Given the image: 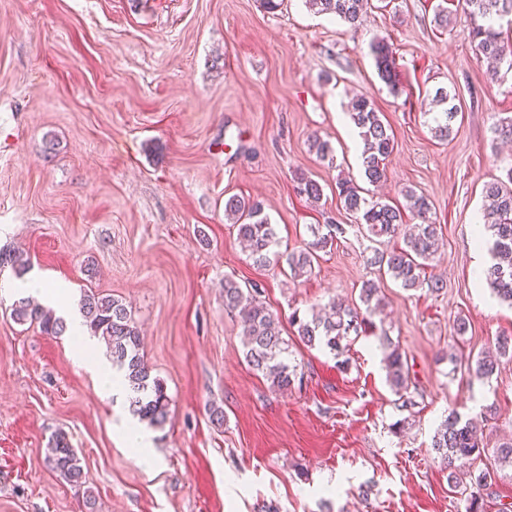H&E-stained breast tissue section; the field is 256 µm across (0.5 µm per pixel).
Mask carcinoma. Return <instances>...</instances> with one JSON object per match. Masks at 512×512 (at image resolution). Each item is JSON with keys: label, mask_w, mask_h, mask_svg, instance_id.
<instances>
[{"label": "carcinoma", "mask_w": 512, "mask_h": 512, "mask_svg": "<svg viewBox=\"0 0 512 512\" xmlns=\"http://www.w3.org/2000/svg\"><path fill=\"white\" fill-rule=\"evenodd\" d=\"M306 6L324 15L334 16L356 28L363 21L369 0H305ZM464 12L472 25V38L477 53L493 63H505L512 70V0H462ZM377 74L391 90L396 91V58L392 44L382 38L371 45ZM455 97L448 90L436 89L433 102L438 111L432 113L431 134L440 141L448 140L451 122L458 107ZM348 116L359 130L360 158L364 176L377 184L387 177V161L394 151V135L389 124L382 119L374 101L365 94L354 96L347 105ZM495 138L512 140V116L498 118L492 126ZM506 179L488 183L484 187L485 205L482 221L486 236L476 239L478 245L491 243L494 263L483 270L485 281L502 303L512 307V166L505 169ZM343 210L352 214L364 226L371 239H393L403 236V245L389 249H375L371 264L378 272L389 275L406 290L427 287L433 292L444 288L437 277L426 276V269L434 261L441 225L431 220V203L428 197L413 189L404 193L403 207L388 202L369 199L363 188L351 179L336 183ZM297 191L313 201L320 200L322 186L315 180L300 178ZM418 220L413 230L406 231L404 212ZM224 216L236 225L239 238L246 243L249 257L256 266H264L278 245L273 224L264 214L262 205L254 200L233 195L224 201ZM314 240L304 250L290 252L286 262L294 277L312 272L317 252L333 245L337 235L343 233L339 224L312 226ZM257 288L245 290L230 277L224 278V310L237 315L246 338L245 358L249 367L270 380L279 390H288L295 382V368L288 363V344L282 337L279 317L256 298ZM377 282L368 280L360 289L359 299L363 308L331 306L332 313L301 318L292 315L291 324L297 335L309 346H320L339 356L343 354L350 337L365 336L372 326L371 317L385 306L379 295ZM84 324L94 336L103 338L112 355V363L127 383L132 394V404L141 419L153 426L163 425L168 417L170 398L160 380L150 376L148 367L139 353L140 339L134 326L131 311L110 296L86 295L80 302ZM13 315L19 322L38 324L48 336H59L66 331V322L52 312L21 298L15 303ZM384 352L387 381L401 402L410 408L416 401L410 392V373L406 357L399 346L393 344L386 331L379 336ZM496 354L483 353L476 357L469 370L474 377L490 379L501 364V359L512 360V336L497 339ZM483 416L477 415L465 422L455 413L441 423L433 436L432 448L441 464L448 468L449 481L463 497L465 512H485L484 497L495 482L497 470L512 466V442H504L495 449L493 462L473 472L461 466L485 455L479 430ZM47 463L69 481L79 484L82 469L77 451L63 433L52 439Z\"/></svg>", "instance_id": "obj_1"}]
</instances>
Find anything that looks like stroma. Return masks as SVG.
Segmentation results:
<instances>
[{
	"mask_svg": "<svg viewBox=\"0 0 512 512\" xmlns=\"http://www.w3.org/2000/svg\"><path fill=\"white\" fill-rule=\"evenodd\" d=\"M441 7L455 16L445 30L433 23ZM383 37L393 91L371 53ZM439 87L461 104L445 141L421 109ZM361 93L395 135L383 194L400 205L403 190L424 193L442 228L440 292L379 276L375 242L340 205L337 175L360 176L346 105ZM498 112L512 115V72L490 81L459 0H371L357 29L304 0L273 11L263 0H0V250L73 301L93 291L125 304L170 398L149 447H131V393L104 394L96 377L112 368L105 344L86 366L71 335L17 323V294L0 297V512H81L88 490L95 512H461L431 447L437 428L450 411L482 413L487 448L512 440V361L487 381L449 361L512 336V308L478 281L473 244L483 187L512 162L491 140ZM315 135L333 161L311 151ZM301 177L321 184L320 201L297 194ZM232 195L262 204L282 253L311 242L309 225L344 232L308 276L257 267L224 215ZM228 275L284 319L334 298L359 305L363 282L378 281L415 406L398 407L373 335L351 342L343 369L285 332L303 382L273 388L224 310ZM59 433L81 483L47 464ZM371 51L380 80L390 90H396L397 67L392 44L382 38L371 45Z\"/></svg>",
	"mask_w": 512,
	"mask_h": 512,
	"instance_id": "35a3bbf8",
	"label": "stroma"
}]
</instances>
